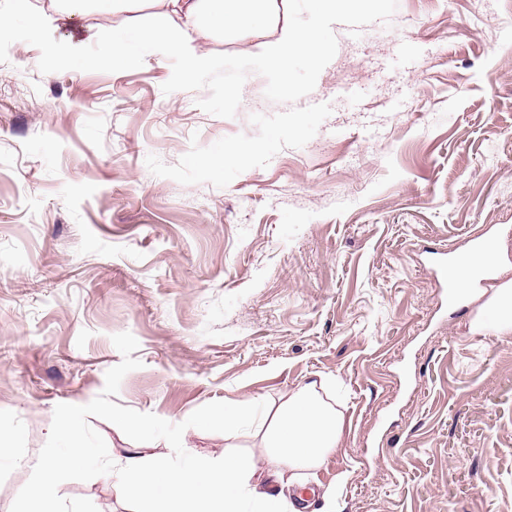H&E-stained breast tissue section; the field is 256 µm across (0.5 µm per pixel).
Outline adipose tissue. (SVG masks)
Masks as SVG:
<instances>
[{
	"instance_id": "1",
	"label": "adipose tissue",
	"mask_w": 512,
	"mask_h": 512,
	"mask_svg": "<svg viewBox=\"0 0 512 512\" xmlns=\"http://www.w3.org/2000/svg\"><path fill=\"white\" fill-rule=\"evenodd\" d=\"M154 14L150 22L108 32L90 31L101 61L120 65L129 58L151 52L176 54L186 71L196 73L218 68L221 58L199 51L193 43L198 34L226 36L263 22L271 34L259 41L252 54L263 67L286 70L298 55L316 59L330 48L326 29L340 10H363L367 0H309L308 10L316 23L308 29L282 22L281 0H147ZM86 0H52V13L31 14L30 0H13L9 13H0V32L13 29L18 18L29 19L33 36L50 59H81L83 42L60 41L55 36L61 17L74 14ZM480 304L471 329L497 336L512 334V279L477 289ZM344 420L323 401L316 382L301 386L285 403L267 416L269 452L263 467L248 457L227 454L221 458H191L181 467L164 459H146L130 449L120 459L118 477L137 504L136 512H285V488L298 469L320 468L336 449Z\"/></svg>"
}]
</instances>
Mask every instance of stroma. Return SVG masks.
Listing matches in <instances>:
<instances>
[{
    "mask_svg": "<svg viewBox=\"0 0 512 512\" xmlns=\"http://www.w3.org/2000/svg\"><path fill=\"white\" fill-rule=\"evenodd\" d=\"M93 9L58 38L126 25ZM372 39H363V31ZM257 31L176 56L55 65L0 36V512L61 403L100 395L130 332L142 366L114 403L178 424L215 401L286 398L307 379L344 433L297 471L337 512H512V335L471 332L440 253L502 245L512 279V0H378L340 10L331 54L246 60ZM231 160L217 165L219 155ZM110 457L136 446L89 417ZM104 492L108 475L64 482Z\"/></svg>",
    "mask_w": 512,
    "mask_h": 512,
    "instance_id": "stroma-1",
    "label": "stroma"
}]
</instances>
